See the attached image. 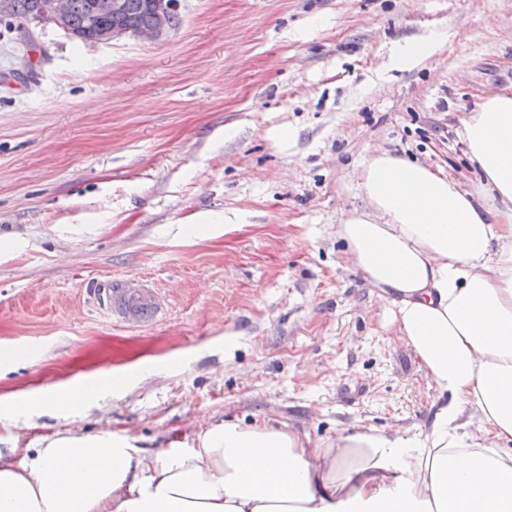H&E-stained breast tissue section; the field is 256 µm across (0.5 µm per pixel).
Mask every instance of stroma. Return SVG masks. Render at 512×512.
<instances>
[{"mask_svg":"<svg viewBox=\"0 0 512 512\" xmlns=\"http://www.w3.org/2000/svg\"><path fill=\"white\" fill-rule=\"evenodd\" d=\"M150 42L0 24V395L141 365L69 413L0 410L22 461L55 434L198 444L201 420L424 431L439 402L336 237L365 148L475 180L460 120L512 85V0H180ZM458 31L438 70L405 39ZM382 90H373L374 82ZM150 289L127 321L106 289ZM21 359H12L13 351Z\"/></svg>","mask_w":512,"mask_h":512,"instance_id":"35a3bbf8","label":"stroma"}]
</instances>
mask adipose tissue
I'll return each mask as SVG.
<instances>
[{
  "instance_id": "adipose-tissue-1",
  "label": "adipose tissue",
  "mask_w": 512,
  "mask_h": 512,
  "mask_svg": "<svg viewBox=\"0 0 512 512\" xmlns=\"http://www.w3.org/2000/svg\"><path fill=\"white\" fill-rule=\"evenodd\" d=\"M447 40L401 43L392 65L440 66ZM461 136L476 183L373 146L358 172L365 205L336 226L438 394L426 432H340L325 446L223 421L197 448L149 456L125 435L54 436L19 463L0 452V512H512V88L468 112ZM129 377L0 406L68 411Z\"/></svg>"
}]
</instances>
